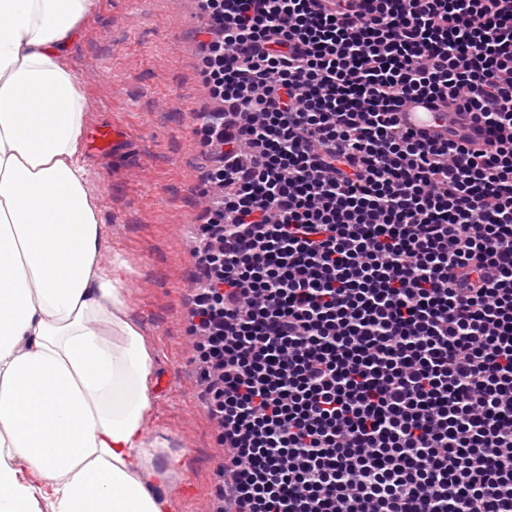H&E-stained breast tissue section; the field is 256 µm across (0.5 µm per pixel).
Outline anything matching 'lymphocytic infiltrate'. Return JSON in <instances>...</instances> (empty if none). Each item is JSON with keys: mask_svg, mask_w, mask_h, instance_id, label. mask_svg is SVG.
Listing matches in <instances>:
<instances>
[{"mask_svg": "<svg viewBox=\"0 0 512 512\" xmlns=\"http://www.w3.org/2000/svg\"><path fill=\"white\" fill-rule=\"evenodd\" d=\"M190 309L235 512H512V0H201ZM447 99L499 140L421 139Z\"/></svg>", "mask_w": 512, "mask_h": 512, "instance_id": "1", "label": "lymphocytic infiltrate"}]
</instances>
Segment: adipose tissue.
<instances>
[{"label":"adipose tissue","mask_w":512,"mask_h":512,"mask_svg":"<svg viewBox=\"0 0 512 512\" xmlns=\"http://www.w3.org/2000/svg\"><path fill=\"white\" fill-rule=\"evenodd\" d=\"M95 0H0V512H171L180 454L150 437L155 361L98 262L63 60ZM39 478L21 479L22 468Z\"/></svg>","instance_id":"1"}]
</instances>
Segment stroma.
<instances>
[{"instance_id": "35a3bbf8", "label": "stroma", "mask_w": 512, "mask_h": 512, "mask_svg": "<svg viewBox=\"0 0 512 512\" xmlns=\"http://www.w3.org/2000/svg\"><path fill=\"white\" fill-rule=\"evenodd\" d=\"M198 0H97L66 66L97 108L87 126L122 121L133 134L117 156L86 153L101 224V259L128 261L129 314L156 357L151 436L182 456L179 512H224L214 494L224 471L219 426L206 411L188 320L195 288L204 178L215 157L196 128L216 111L194 38Z\"/></svg>"}]
</instances>
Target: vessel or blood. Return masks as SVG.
Masks as SVG:
<instances>
[{
	"instance_id": "1",
	"label": "vessel or blood",
	"mask_w": 512,
	"mask_h": 512,
	"mask_svg": "<svg viewBox=\"0 0 512 512\" xmlns=\"http://www.w3.org/2000/svg\"><path fill=\"white\" fill-rule=\"evenodd\" d=\"M398 125L402 130L422 138H433L451 131L468 138L472 144L478 146L485 145L494 138L493 133L488 132L486 128L474 125L468 115L445 106L436 109L425 104L409 106L399 112ZM130 137L129 130L115 122L93 129L87 141L97 152L108 154L116 152Z\"/></svg>"
}]
</instances>
